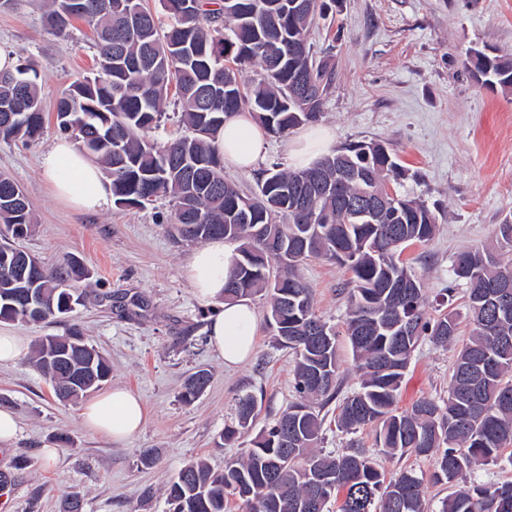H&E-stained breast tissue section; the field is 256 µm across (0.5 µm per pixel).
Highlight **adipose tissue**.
I'll use <instances>...</instances> for the list:
<instances>
[{
	"instance_id": "adipose-tissue-1",
	"label": "adipose tissue",
	"mask_w": 512,
	"mask_h": 512,
	"mask_svg": "<svg viewBox=\"0 0 512 512\" xmlns=\"http://www.w3.org/2000/svg\"><path fill=\"white\" fill-rule=\"evenodd\" d=\"M214 145L225 160L240 168H250L264 152L265 132L248 113L242 112L225 123ZM41 167L57 197L73 208L98 211L110 204L112 190L101 167L92 163L71 140L58 139L44 155ZM235 256L233 246L218 239L197 249L189 265L195 294L220 304L208 324V345L228 368L249 359L258 329L256 311L248 300L224 298V282ZM82 416L90 433L115 442L132 438L148 420L142 399L119 386L89 401Z\"/></svg>"
}]
</instances>
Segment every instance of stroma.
I'll return each mask as SVG.
<instances>
[{
    "instance_id": "stroma-1",
    "label": "stroma",
    "mask_w": 512,
    "mask_h": 512,
    "mask_svg": "<svg viewBox=\"0 0 512 512\" xmlns=\"http://www.w3.org/2000/svg\"><path fill=\"white\" fill-rule=\"evenodd\" d=\"M43 5L11 0L0 9V47L18 61L35 62L45 112L36 141L0 140V173L22 188L35 218L22 247L53 266L78 257L93 276L70 317L11 328L33 345L79 324L108 358L111 385L141 395L149 418L121 443L92 435L82 422L83 402L58 401L30 358L1 365L0 408L13 411L21 433L0 447V512H63L70 491L80 492L83 512H169L164 487L182 467L203 460L220 468L226 458L244 455L255 432L293 401V356L274 343L260 293L250 298L258 317L256 350L244 365L225 369L208 345L215 306L195 296L188 277L199 244L177 234L170 199L85 212L54 196L41 160L60 137L56 102L94 69L96 49L85 23L66 38L54 33L44 23ZM311 41L315 49H331L336 68L318 128L328 130L336 148L380 140L393 149L406 169L399 192L425 199L442 215L434 240L407 248L403 257L422 280L429 309H463L452 255L494 245L497 226L512 223V92L479 86L466 52L486 46L512 55V0H336ZM266 143L257 170L228 162L225 179L248 193L261 170L276 163L293 168V136H270ZM301 273L318 314L342 324L346 268L311 259ZM457 351L454 344L423 342L406 372L400 407L447 397ZM200 369L211 373L209 386L183 402L185 379ZM245 393L257 397L258 415L235 445H223L224 425ZM62 433L71 445L59 444ZM46 448L56 449L55 461L44 460ZM146 454L152 466L141 464Z\"/></svg>"
}]
</instances>
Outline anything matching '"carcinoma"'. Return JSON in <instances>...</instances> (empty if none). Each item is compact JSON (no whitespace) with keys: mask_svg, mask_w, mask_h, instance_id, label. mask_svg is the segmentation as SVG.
I'll return each instance as SVG.
<instances>
[{"mask_svg":"<svg viewBox=\"0 0 512 512\" xmlns=\"http://www.w3.org/2000/svg\"><path fill=\"white\" fill-rule=\"evenodd\" d=\"M49 0L46 23L60 35L84 21L96 33L98 61L75 79L56 109L60 132L96 159L111 180L117 206L140 207L159 196L174 202L172 223L189 240L222 238L238 243L224 300L266 291L268 325L275 344L294 356V401L252 439L246 458L224 461L215 471L197 461L183 467L166 488L170 512H225L227 497L249 512H427L424 482L455 490L439 512H512V482L479 480L475 467L494 464L512 446V305H499L498 285L512 282V224H500L496 246L458 253L451 272L466 288V313L432 315L424 288L402 258L426 244L438 217L425 200L387 192L404 169L378 140L345 144L303 169L264 171L256 189L242 193L224 181V158L213 146L224 121L248 112L263 129L284 136L319 120L334 81L330 56L319 55L309 33L325 0H161L167 22L145 0ZM474 81L512 90V58L471 48ZM191 134L155 138L169 97ZM0 139L33 141L44 124L39 73L30 61L0 72ZM0 227L15 239L32 230L27 199L1 191ZM250 211V223L239 212ZM311 258L345 267V336L359 372V387L339 405L336 427L353 434L377 428L379 451L393 457L433 459L425 474L386 475L369 450L352 442L336 455L313 452L322 420L315 401L338 392L339 331L316 313L314 294L300 274ZM91 270L73 257L48 269L39 265L14 284L0 283V320L39 323L69 315L82 305L79 283ZM396 283H411L404 295ZM37 289L30 309L12 299ZM469 337L457 355L448 399L420 398L397 408L414 351L425 340L446 347L457 340L461 320ZM85 345L72 324L64 336H45L31 363L55 394L78 399L108 382L111 367L95 352V382L75 392L68 363L48 364ZM201 369L184 382L181 398H197L208 385ZM257 399H238L235 417L220 439L231 445L253 424Z\"/></svg>","mask_w":512,"mask_h":512,"instance_id":"obj_1","label":"carcinoma"}]
</instances>
